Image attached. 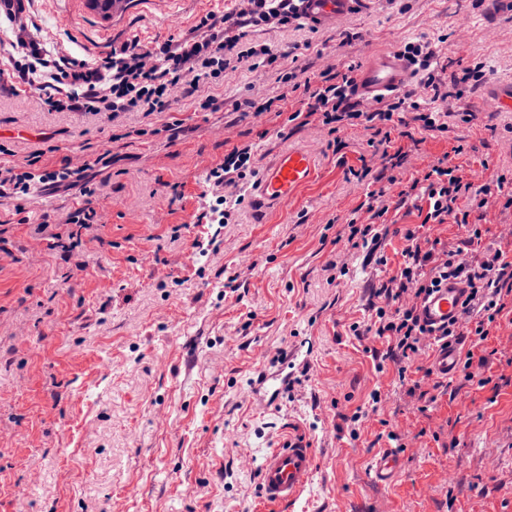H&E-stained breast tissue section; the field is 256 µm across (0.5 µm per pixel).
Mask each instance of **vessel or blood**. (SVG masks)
Returning a JSON list of instances; mask_svg holds the SVG:
<instances>
[{"instance_id": "obj_1", "label": "vessel or blood", "mask_w": 512, "mask_h": 512, "mask_svg": "<svg viewBox=\"0 0 512 512\" xmlns=\"http://www.w3.org/2000/svg\"><path fill=\"white\" fill-rule=\"evenodd\" d=\"M356 0H301L300 10L312 25L341 19L354 10ZM411 71L399 48L392 47L373 53L356 73L359 92L369 100L388 93L406 90ZM319 171V158L307 148H292L280 152L258 175L251 189V202L258 216L275 207L288 204L296 192L313 182ZM461 285L448 282L421 303V318L439 327L457 317L462 301ZM435 376L449 378L456 374L458 353L455 347L436 348L430 361ZM316 467L314 450L302 436L283 440L269 449L258 466L259 492L265 503L277 512L294 506L310 484ZM369 474L374 484L385 486L402 474V459L394 448L384 449L371 462Z\"/></svg>"}]
</instances>
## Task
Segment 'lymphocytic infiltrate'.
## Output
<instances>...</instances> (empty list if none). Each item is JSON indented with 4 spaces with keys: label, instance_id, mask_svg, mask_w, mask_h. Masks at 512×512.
Masks as SVG:
<instances>
[{
    "label": "lymphocytic infiltrate",
    "instance_id": "1",
    "mask_svg": "<svg viewBox=\"0 0 512 512\" xmlns=\"http://www.w3.org/2000/svg\"><path fill=\"white\" fill-rule=\"evenodd\" d=\"M238 11L201 18L196 35L168 40L153 48L142 47L131 39L104 58L90 62L60 54L41 40L39 27L29 16L25 0H0V54L8 65L0 67V87L12 92L38 90L42 102L54 111L67 112H146L169 110L170 92L181 87L186 78L218 74L244 58L238 46L246 38L247 27L300 22L296 0H242ZM404 52L419 77L416 90L395 95L386 108L364 110L354 83L355 66L343 71L326 70L319 77L292 72L293 90L302 93L306 114H320L329 133H337L345 121L360 120L379 131L373 148L379 153L382 167H362L353 176L365 186L367 201L382 197L378 185L395 183L396 169L402 168L407 154L390 131L396 126V114L413 110L418 126L404 130L403 136L415 139L443 129V114L436 103L459 99V92L442 88L434 75L433 56L424 44L407 43ZM252 146L233 147L222 163L208 176L215 184L248 187L257 171L253 166ZM85 169L52 171L33 176L16 165H0V198H9L26 190L30 181L53 185L57 189L74 188L86 179ZM410 196L424 202V223L454 222L464 226L465 236L455 249H442L438 240H420L418 227H406L403 237L407 246L401 252L393 274L376 288V300L370 305V322L366 330L388 340L387 355L398 366L399 376H406L418 355L449 341L461 350L460 370L465 381H474L488 363L483 344L490 329L500 320L512 322V250L483 245L477 258L469 253L481 243L480 225L469 223V211L460 209L458 200L476 204L477 208L506 202L512 206V189L505 176L486 182L466 181L454 176L447 163L429 167L415 179ZM466 284L463 317L458 325L433 330L424 325L417 312L418 302L448 277Z\"/></svg>",
    "mask_w": 512,
    "mask_h": 512
}]
</instances>
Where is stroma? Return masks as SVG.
<instances>
[{
    "label": "stroma",
    "mask_w": 512,
    "mask_h": 512,
    "mask_svg": "<svg viewBox=\"0 0 512 512\" xmlns=\"http://www.w3.org/2000/svg\"><path fill=\"white\" fill-rule=\"evenodd\" d=\"M239 0H121L110 17L87 0H29L48 41L89 60L138 39L154 47L189 35ZM429 44L436 79L462 97L446 127L417 144L377 204L387 207V265L345 249L337 234L367 224L350 169L380 168L362 122L329 135L285 78L342 70L377 51ZM253 57L171 94L166 112H51L29 94L0 93V162L38 155L34 172L105 157L90 183L23 203L0 199V512H269L257 489L265 449L288 435L313 442L316 469L303 512H512V367L490 364L431 408L408 392L386 341L355 337L372 287L421 224L402 191L439 159L459 175L512 178V112H491V82L512 81V8L500 0H361L318 27L253 28ZM282 97L281 111L240 103ZM223 100L220 111L206 99ZM476 112L465 124L457 114ZM181 123L178 138L169 127ZM256 144L258 164L293 147L315 150L318 179L284 209L257 219L244 202L218 249L195 246L206 172L233 145ZM101 217L75 262L38 227L84 203ZM379 402H372V392ZM367 416L356 424V410ZM399 435L403 473L380 487L371 459Z\"/></svg>",
    "instance_id": "1"
}]
</instances>
